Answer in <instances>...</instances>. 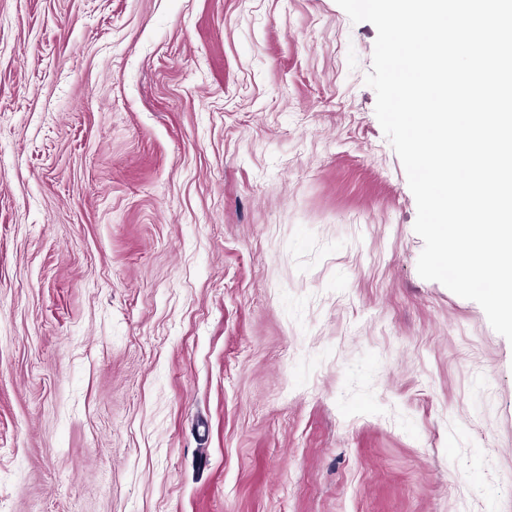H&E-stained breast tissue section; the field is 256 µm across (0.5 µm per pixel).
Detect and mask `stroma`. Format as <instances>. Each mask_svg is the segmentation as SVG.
Segmentation results:
<instances>
[{
    "label": "stroma",
    "mask_w": 512,
    "mask_h": 512,
    "mask_svg": "<svg viewBox=\"0 0 512 512\" xmlns=\"http://www.w3.org/2000/svg\"><path fill=\"white\" fill-rule=\"evenodd\" d=\"M336 0H0V512H512V343L417 272Z\"/></svg>",
    "instance_id": "obj_1"
}]
</instances>
